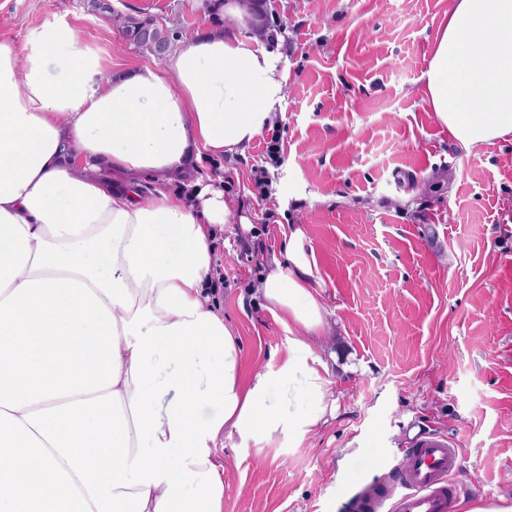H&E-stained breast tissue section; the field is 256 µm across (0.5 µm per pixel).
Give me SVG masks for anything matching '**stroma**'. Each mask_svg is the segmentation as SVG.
Segmentation results:
<instances>
[{
    "instance_id": "stroma-1",
    "label": "stroma",
    "mask_w": 512,
    "mask_h": 512,
    "mask_svg": "<svg viewBox=\"0 0 512 512\" xmlns=\"http://www.w3.org/2000/svg\"><path fill=\"white\" fill-rule=\"evenodd\" d=\"M172 43L210 29L206 0H112ZM288 66L284 110L244 151L183 180H141L149 200L219 183L242 224L218 228L212 277L243 346L245 380L275 370L295 335L255 288L289 225L317 264L327 328L312 350L335 400L312 432L225 435L224 512H352L419 430L446 436L469 502L512 495V143L467 152L422 103L419 76L448 0H263ZM75 30L105 70L161 66L89 0H0V41ZM271 192L260 195L256 168Z\"/></svg>"
}]
</instances>
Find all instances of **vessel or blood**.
I'll use <instances>...</instances> for the list:
<instances>
[{
    "label": "vessel or blood",
    "mask_w": 512,
    "mask_h": 512,
    "mask_svg": "<svg viewBox=\"0 0 512 512\" xmlns=\"http://www.w3.org/2000/svg\"><path fill=\"white\" fill-rule=\"evenodd\" d=\"M459 466V451L447 438L418 434L396 467V480L375 484L354 502L355 512H450L457 488L448 476Z\"/></svg>",
    "instance_id": "b4317fda"
}]
</instances>
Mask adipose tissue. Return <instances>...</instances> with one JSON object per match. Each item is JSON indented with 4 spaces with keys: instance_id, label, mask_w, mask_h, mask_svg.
Instances as JSON below:
<instances>
[{
    "instance_id": "obj_1",
    "label": "adipose tissue",
    "mask_w": 512,
    "mask_h": 512,
    "mask_svg": "<svg viewBox=\"0 0 512 512\" xmlns=\"http://www.w3.org/2000/svg\"><path fill=\"white\" fill-rule=\"evenodd\" d=\"M216 11L221 33L113 78L67 27L0 42V512H224V434L326 422L311 351L325 308L303 228L256 288L294 345L248 383L210 290L216 229L236 221L223 189L132 191L244 150L283 108L287 65L261 45L255 5ZM419 80L466 150L512 142V0H449ZM300 371L303 406L283 413L269 393Z\"/></svg>"
}]
</instances>
